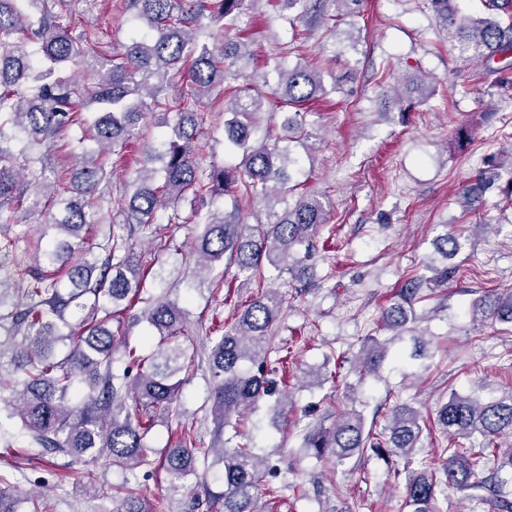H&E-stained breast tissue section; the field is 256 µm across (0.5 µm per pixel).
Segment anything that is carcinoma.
<instances>
[{
  "mask_svg": "<svg viewBox=\"0 0 512 512\" xmlns=\"http://www.w3.org/2000/svg\"><path fill=\"white\" fill-rule=\"evenodd\" d=\"M261 0H128L138 26L123 52L105 57L93 49L84 33L72 35L70 0H0V209L27 215L51 207L48 223L55 230L46 246L34 247L37 267L17 253L16 240L0 238V334L21 337V344L3 362L0 354V414L17 417L30 444L62 451L88 463L105 457L113 467L136 470L153 464L155 450L147 436L155 418L172 412L188 368L187 349L179 343L187 321L178 300L166 293L143 298L141 264L132 247L117 236L99 246L104 257L86 248L82 231L112 222L136 224L153 237L160 209H172L169 224H202L195 248L197 268L211 271L223 261L235 268L242 285H253L255 297L209 349L214 380L212 413L217 435L233 434L213 452L200 449L197 433H180L173 447L161 453L169 488L184 487L199 475L200 461L224 469V512H259L258 495L276 489L264 483L272 466L270 455L242 436L243 417L260 401L288 399L269 375L270 337L280 320L285 296L266 288V271L273 268L299 279L305 261L326 223L319 197L293 191L290 169L299 166L293 148L310 154L318 135L306 127L303 106L336 91L326 87L316 65L278 69L274 95L291 108L281 113L285 135L255 140L264 103L244 86H230L241 47L228 43L218 55L197 41L202 20L231 25ZM436 22L453 31L461 54L484 63L501 88L512 89V20L504 25L498 12L512 11V0H487L490 16L459 15L454 0H429ZM183 73L192 94L172 104L161 97L167 83ZM415 99L433 93L428 77L408 78ZM224 87V143L239 153L232 168L200 166L196 141L203 123V97ZM162 111L175 112L172 135L144 143L139 167L119 196L111 195V156L134 139L144 121ZM93 113L88 141L73 154L74 163L48 170L41 153L54 149L57 138ZM217 195L232 199L231 210L205 208ZM263 204L255 224L243 223L239 205ZM435 249L443 260L460 250L459 238L443 234ZM437 277L413 275L399 291V301L381 316L379 330L390 338L369 336L358 365L360 379L378 375L395 344L410 338L413 360L428 356L417 334L424 316L414 301L448 275V265H429ZM83 299L87 314L77 325L67 318L71 303ZM145 303L140 318L160 336L159 348L142 355L109 328L134 303ZM472 318L486 324H512V291H488L469 308ZM122 362V370L115 368ZM435 425L448 444L439 460H420L412 467L415 449L430 430L419 409L395 404L381 428H365L361 411L342 412L331 427L309 429L304 447L324 462L342 463L371 450L384 457L395 472L405 473L403 504L408 512H445L438 500L444 487L471 491L494 512H512V390L468 393L450 390L440 401ZM33 499L11 488H0V512H22ZM112 512H153L149 500L129 491Z\"/></svg>",
  "mask_w": 512,
  "mask_h": 512,
  "instance_id": "1",
  "label": "carcinoma"
}]
</instances>
